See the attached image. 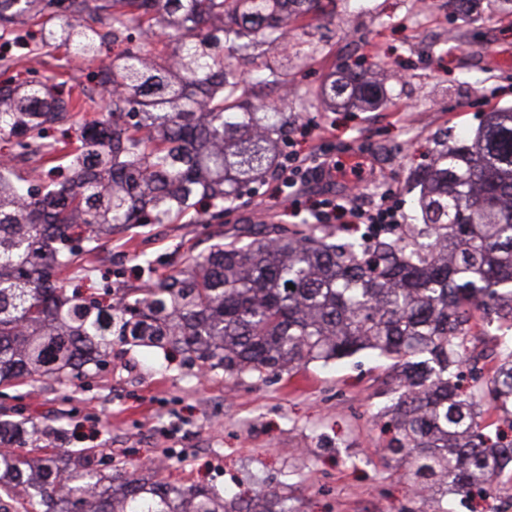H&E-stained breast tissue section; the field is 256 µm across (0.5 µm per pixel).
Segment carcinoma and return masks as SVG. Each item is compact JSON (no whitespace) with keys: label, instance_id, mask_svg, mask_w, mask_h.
<instances>
[{"label":"carcinoma","instance_id":"obj_1","mask_svg":"<svg viewBox=\"0 0 512 512\" xmlns=\"http://www.w3.org/2000/svg\"><path fill=\"white\" fill-rule=\"evenodd\" d=\"M0 0V38L18 37L24 56L63 48L93 62L129 31L169 30L149 50L123 49L92 80L107 113L53 139L71 111L94 102L81 83L33 86L13 75L0 86V140L29 171L0 164V386L66 384L105 364L112 339L171 344L227 375L259 378L312 362L372 351L397 372L381 416L383 451L407 461L429 512L476 488L489 496L512 480V439L483 419V402L512 421V345L494 376L468 393L460 366L474 312L512 329V106L486 114L474 135L438 145L418 170L420 224L368 236L359 224L268 225L247 243L217 242L150 288L69 294L63 274L99 241L136 224H173L202 202L224 212L276 169L288 144V113L256 107L249 88L288 85L278 57L290 26L336 0ZM39 26L27 38L18 28ZM272 59L241 77L224 57ZM330 107L374 109L387 101L372 70L331 74ZM293 284L288 288L287 284ZM51 423L0 421L3 496L24 491L23 512H298L293 497L221 496L136 473L89 468L102 448H60L41 466L12 443H58Z\"/></svg>","mask_w":512,"mask_h":512}]
</instances>
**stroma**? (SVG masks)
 Listing matches in <instances>:
<instances>
[{
	"label": "stroma",
	"instance_id": "obj_1",
	"mask_svg": "<svg viewBox=\"0 0 512 512\" xmlns=\"http://www.w3.org/2000/svg\"><path fill=\"white\" fill-rule=\"evenodd\" d=\"M336 0L328 16H310L289 41L312 40L315 52L288 71V90L260 99L296 117L311 134L305 147L360 159L363 197L398 189L402 214L413 215L411 172L436 143L473 135L486 112L512 103V15L480 8L461 20L448 0ZM393 74L387 102L374 110L325 109L328 75L356 61ZM28 80L86 82L94 63L23 60ZM266 177L256 193L207 224H143L102 241L81 258L70 287L100 279L135 288L125 273L134 256L154 262L153 279L229 238L234 229L288 224ZM388 361L353 357L259 380L209 371L184 354L116 345L110 363L76 386L52 381L0 386V410L67 429L69 448L105 449L101 473L137 471L181 487L205 485L228 495L266 486L287 491L299 512H420L405 461L383 451L378 411L389 392Z\"/></svg>",
	"mask_w": 512,
	"mask_h": 512
}]
</instances>
